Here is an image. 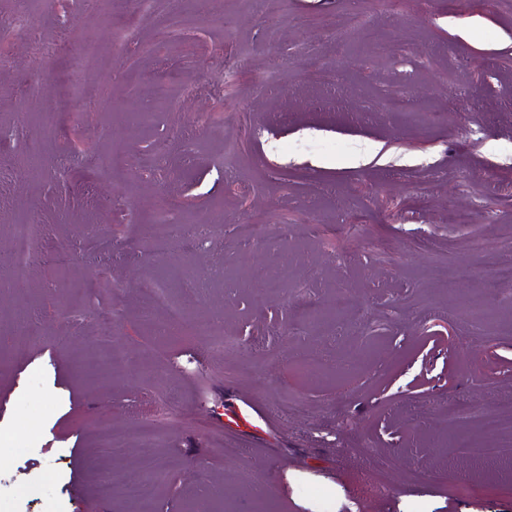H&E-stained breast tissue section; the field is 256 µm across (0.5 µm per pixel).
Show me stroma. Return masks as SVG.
Instances as JSON below:
<instances>
[{
    "label": "stroma",
    "mask_w": 512,
    "mask_h": 512,
    "mask_svg": "<svg viewBox=\"0 0 512 512\" xmlns=\"http://www.w3.org/2000/svg\"><path fill=\"white\" fill-rule=\"evenodd\" d=\"M135 11L0 0V252L33 221L49 256L0 283V512H512V474L454 449L506 436L448 420L512 402L495 285L512 263V0H158L114 51ZM36 33L53 57L31 53ZM71 41L101 64L80 82L95 110L66 118L47 104ZM401 87L415 108L388 111ZM186 224L216 231L187 251ZM159 276L188 313L171 335L142 293ZM106 311L121 375L80 361ZM219 328L239 340L223 357ZM145 421L167 434L165 484L104 498L96 473L137 479L143 456L104 460L99 427Z\"/></svg>",
    "instance_id": "obj_1"
}]
</instances>
